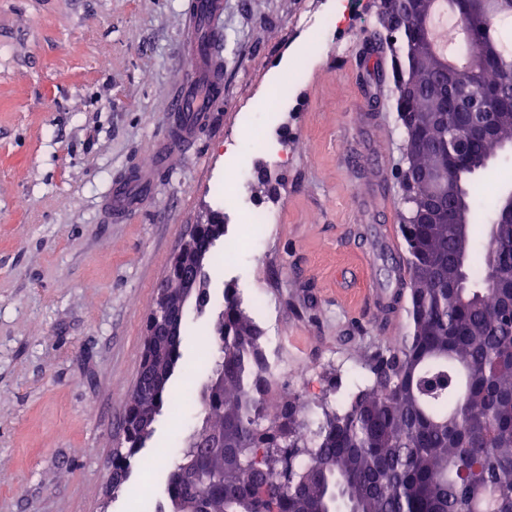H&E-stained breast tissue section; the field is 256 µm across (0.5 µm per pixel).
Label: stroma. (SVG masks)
<instances>
[{"mask_svg":"<svg viewBox=\"0 0 512 512\" xmlns=\"http://www.w3.org/2000/svg\"><path fill=\"white\" fill-rule=\"evenodd\" d=\"M189 2L0 0V512H139L141 497L163 500L200 402L157 416L110 496L112 451L157 288L193 224L223 209L237 165L251 170L242 194L278 221L259 228V251L208 268L210 301L187 314L197 335H212L225 291L273 293L288 364L311 378L288 389L315 418L318 399L341 403L365 362L408 332L407 313L386 326L371 301L395 286L382 227L404 209L394 80L375 86L363 63L377 0H354L331 38L298 19L336 0H224L215 123L112 221L107 189L151 166L190 66L179 50ZM286 79L289 102L273 109ZM283 127L294 136L280 144ZM245 128L255 143H241ZM217 355L186 343L170 387L201 392Z\"/></svg>","mask_w":512,"mask_h":512,"instance_id":"obj_1","label":"stroma"}]
</instances>
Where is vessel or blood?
Returning <instances> with one entry per match:
<instances>
[{
  "mask_svg": "<svg viewBox=\"0 0 512 512\" xmlns=\"http://www.w3.org/2000/svg\"><path fill=\"white\" fill-rule=\"evenodd\" d=\"M223 14L224 0H191L185 14L191 67L170 101L169 130L154 147L152 167L133 168L113 183L105 204L115 219L135 212L171 156L195 143L214 123L216 107L224 100V57L219 50Z\"/></svg>",
  "mask_w": 512,
  "mask_h": 512,
  "instance_id": "vessel-or-blood-1",
  "label": "vessel or blood"
}]
</instances>
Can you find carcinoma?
Returning a JSON list of instances; mask_svg holds the SVG:
<instances>
[{"label":"carcinoma","instance_id":"obj_1","mask_svg":"<svg viewBox=\"0 0 512 512\" xmlns=\"http://www.w3.org/2000/svg\"><path fill=\"white\" fill-rule=\"evenodd\" d=\"M435 0H383L380 29L363 30L365 62L386 43L398 42L401 59L394 82L412 83L395 109L440 113L450 107L452 83L432 71L433 56L415 60L412 43L422 16ZM481 43L488 61L470 85L472 95L497 93L500 110L512 113V11L487 0ZM512 142V122L478 141V161ZM416 161L460 185L470 225H497L492 239L464 242L465 261L448 225H404L409 277L408 334L368 364L349 401L321 405L315 422L303 395L290 394L269 414L267 393L275 375L263 331L232 293L215 323L220 382L201 392L205 425L188 436L181 463L170 472L168 512L180 503L191 512H326L331 493L359 512H512V222L501 221L502 202L478 217L475 172L460 171L448 156V127L433 124L414 137ZM406 213L418 204L431 214L451 210L457 194L429 185L404 197ZM221 237L218 225L200 228L207 256ZM189 337L181 318L162 356L145 355L147 366L165 365L173 375ZM167 386L155 394L132 391L128 427L112 457V487L128 478L137 453L153 432ZM206 481L196 493L194 477Z\"/></svg>","mask_w":512,"mask_h":512}]
</instances>
